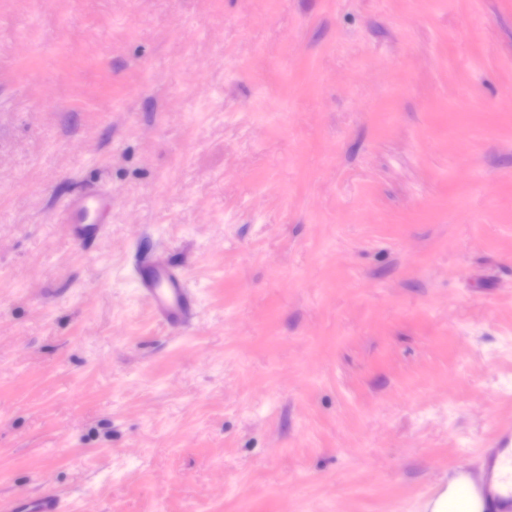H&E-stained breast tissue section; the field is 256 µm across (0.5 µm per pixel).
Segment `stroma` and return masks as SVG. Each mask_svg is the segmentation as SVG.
Listing matches in <instances>:
<instances>
[{"mask_svg": "<svg viewBox=\"0 0 512 512\" xmlns=\"http://www.w3.org/2000/svg\"><path fill=\"white\" fill-rule=\"evenodd\" d=\"M500 448L512 0H0V502L434 512ZM64 210L75 239L100 237L104 224H109L112 202L98 190L87 189L73 196ZM141 285L154 312L167 322L185 325L193 309L192 296L182 278L165 266H150L142 270Z\"/></svg>", "mask_w": 512, "mask_h": 512, "instance_id": "1", "label": "stroma"}]
</instances>
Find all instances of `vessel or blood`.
<instances>
[{
    "instance_id": "obj_1",
    "label": "vessel or blood",
    "mask_w": 512,
    "mask_h": 512,
    "mask_svg": "<svg viewBox=\"0 0 512 512\" xmlns=\"http://www.w3.org/2000/svg\"><path fill=\"white\" fill-rule=\"evenodd\" d=\"M112 202L95 189L73 196L65 206L66 222L75 239L100 236L109 223ZM141 285L154 312L169 323L186 324L193 309L192 296L182 278L165 266H150L143 270ZM490 468L499 474L498 483L469 482L471 512H512V453L494 457ZM4 512H63L56 495L46 494L19 504Z\"/></svg>"
}]
</instances>
